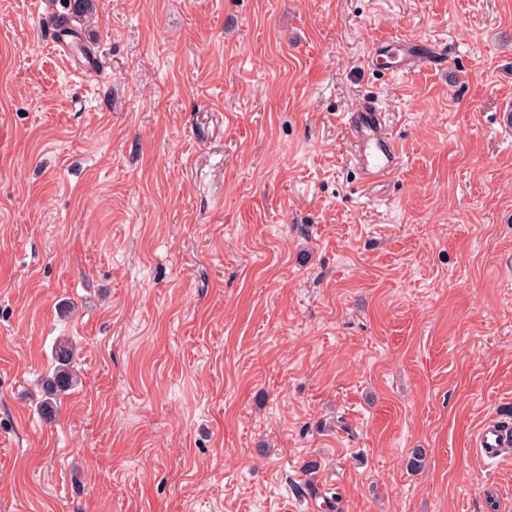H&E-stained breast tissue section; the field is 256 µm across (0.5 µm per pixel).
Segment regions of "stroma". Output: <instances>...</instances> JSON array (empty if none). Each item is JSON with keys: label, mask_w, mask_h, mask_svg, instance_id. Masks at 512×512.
Instances as JSON below:
<instances>
[{"label": "stroma", "mask_w": 512, "mask_h": 512, "mask_svg": "<svg viewBox=\"0 0 512 512\" xmlns=\"http://www.w3.org/2000/svg\"><path fill=\"white\" fill-rule=\"evenodd\" d=\"M94 10L68 59L59 0H0V512H512L475 450L512 420V0ZM405 39L447 66L370 65ZM384 113L369 97L344 117L354 148L353 165L368 188L386 182L399 169L401 151L384 120ZM75 346L68 338L60 337L54 347V366L42 381L40 409L45 418L51 419L60 404L61 397L81 381L76 368Z\"/></svg>", "instance_id": "35a3bbf8"}]
</instances>
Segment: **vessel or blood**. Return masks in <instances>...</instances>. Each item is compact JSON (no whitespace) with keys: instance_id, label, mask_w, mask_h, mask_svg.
<instances>
[{"instance_id":"1","label":"vessel or blood","mask_w":512,"mask_h":512,"mask_svg":"<svg viewBox=\"0 0 512 512\" xmlns=\"http://www.w3.org/2000/svg\"><path fill=\"white\" fill-rule=\"evenodd\" d=\"M393 49L398 50L408 71L422 65L439 69L448 61L443 47L422 40H402L393 47L384 42L375 48L373 56L381 58ZM344 126L354 148L353 165L367 187H378L395 174L401 164V151L372 99H364L359 107L348 112ZM475 447L480 456L499 457L512 449V428L489 420L478 430Z\"/></svg>"}]
</instances>
